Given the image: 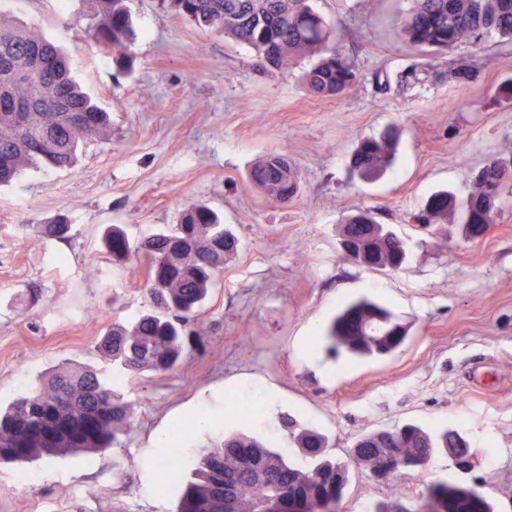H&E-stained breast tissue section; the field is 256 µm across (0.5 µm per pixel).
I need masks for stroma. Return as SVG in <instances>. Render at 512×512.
<instances>
[{
	"label": "stroma",
	"instance_id": "35a3bbf8",
	"mask_svg": "<svg viewBox=\"0 0 512 512\" xmlns=\"http://www.w3.org/2000/svg\"><path fill=\"white\" fill-rule=\"evenodd\" d=\"M342 27L357 59V83L338 99L316 96L303 58L264 71L247 46L128 0L137 38L131 72H118L90 45L91 0H0L17 23L37 29L72 57L76 80L112 114L106 139L85 146L67 171L30 168L0 187V403L65 363L111 374L94 351L112 322L148 306L144 259L114 260L101 243L107 225L130 236L178 223L184 208L219 211L241 241L200 316L201 341L182 366L127 382L132 428L122 446L80 458L33 463L34 486L15 488L0 467V512H175L181 476L157 490V439L204 414L183 445L193 456L232 431L226 410L242 395L262 410L248 430L284 439L293 414L346 456L363 433L405 422L441 424L468 441L471 472L435 455L421 473L396 478L410 508L427 485L474 489L493 512H512V193L475 243L413 226L436 191L466 196L490 157L512 161V47H462L421 55L397 33L412 0H313ZM466 57L468 83L452 73ZM401 129L393 168L367 183L352 174L360 139ZM287 157L299 191L280 203L250 181L266 155ZM361 208L375 212L411 248L403 270L383 274L342 257L336 227ZM66 217L62 239L37 225ZM367 296L411 325L383 360L330 357L319 333L341 302ZM386 485L353 472L343 512L386 500Z\"/></svg>",
	"mask_w": 512,
	"mask_h": 512
}]
</instances>
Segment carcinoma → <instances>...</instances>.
Wrapping results in <instances>:
<instances>
[{
    "instance_id": "1",
    "label": "carcinoma",
    "mask_w": 512,
    "mask_h": 512,
    "mask_svg": "<svg viewBox=\"0 0 512 512\" xmlns=\"http://www.w3.org/2000/svg\"><path fill=\"white\" fill-rule=\"evenodd\" d=\"M90 26L94 43L112 55L117 70L127 72L134 28L127 0H94ZM198 29L224 35L254 51L260 68H282L304 58L316 59L305 72L307 87L320 97L340 98L356 84L357 62L340 29L328 22L310 0H159ZM410 48L429 54L462 46L480 47L496 35L512 46V0H414L398 26ZM110 113L71 75L69 59L34 29L16 25L0 11V186L28 167L68 170L82 147L104 136ZM401 131L390 127L379 137L362 139L350 159L365 181L380 178L391 166ZM262 193L278 200L283 189L296 195L298 178L285 158L270 154L250 172ZM512 181V163L484 162L472 179L467 205L448 191L434 193L417 225L429 232L453 234L475 242L495 223L504 186ZM363 224L372 228L365 230ZM43 238H63L70 225L62 218L36 225ZM339 236L354 242L356 264L396 272L407 261L404 241L373 212L362 209L339 225ZM102 243L113 257L146 260V293L152 309L127 324L113 323L95 344L98 356L115 365L113 376L88 366L61 364L27 393L0 406V464H27L42 458L103 451L122 443L132 412L120 395L127 378L179 368L186 347L199 339L203 305L224 264L237 253L239 241L224 219L204 204L189 206L178 224L167 225L132 241L119 224L108 225ZM409 325L379 303L362 298L344 305L325 329L327 350L355 358H384L405 343ZM281 429L310 458L308 467L290 463L277 440L266 442L242 432L228 434L200 450L190 461L175 460L173 471L190 468L176 512H341L352 469L374 475L395 457L409 471L426 469L437 452L468 447L454 430H426L404 424L358 437V453L344 460L328 457L327 435L285 415ZM389 495L371 512L402 509L406 494L383 479ZM420 512H491L473 490L432 483L422 496Z\"/></svg>"
}]
</instances>
